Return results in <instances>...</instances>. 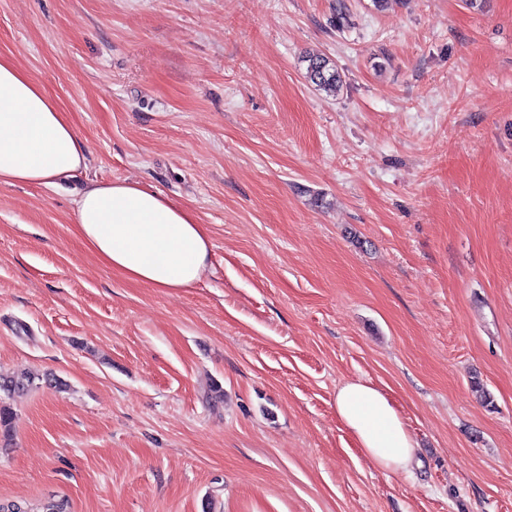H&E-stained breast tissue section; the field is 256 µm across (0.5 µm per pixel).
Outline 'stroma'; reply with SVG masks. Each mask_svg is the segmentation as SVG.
I'll use <instances>...</instances> for the list:
<instances>
[{
	"label": "stroma",
	"instance_id": "35a3bbf8",
	"mask_svg": "<svg viewBox=\"0 0 512 512\" xmlns=\"http://www.w3.org/2000/svg\"><path fill=\"white\" fill-rule=\"evenodd\" d=\"M337 1L0 0V56L89 158L0 185V372L66 383L14 397L0 504L512 512V0H341V30ZM86 179L189 206L201 279L103 266ZM357 380L399 408L409 473L345 432ZM307 79L327 93H337L343 86L342 75L335 64L328 58L319 55L304 57Z\"/></svg>",
	"mask_w": 512,
	"mask_h": 512
}]
</instances>
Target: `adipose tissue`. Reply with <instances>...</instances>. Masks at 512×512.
I'll list each match as a JSON object with an SVG mask.
<instances>
[{
  "instance_id": "adipose-tissue-1",
  "label": "adipose tissue",
  "mask_w": 512,
  "mask_h": 512,
  "mask_svg": "<svg viewBox=\"0 0 512 512\" xmlns=\"http://www.w3.org/2000/svg\"><path fill=\"white\" fill-rule=\"evenodd\" d=\"M86 167V147L56 100L0 57V184L56 187ZM75 222L79 239L102 265L153 288L193 285L210 257L208 231L192 209L136 183H85ZM335 405L367 460L407 472L416 456L414 440L382 390L350 381L337 390Z\"/></svg>"
}]
</instances>
